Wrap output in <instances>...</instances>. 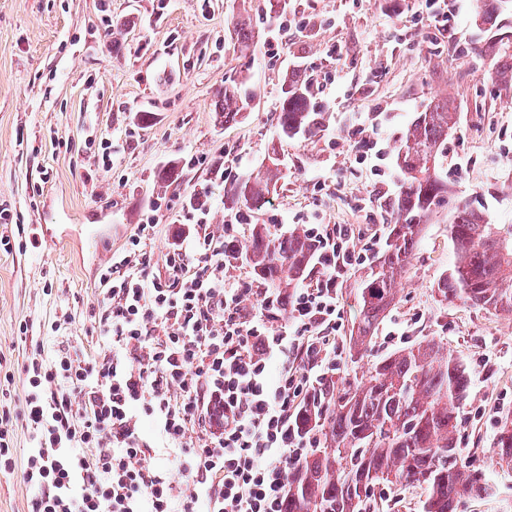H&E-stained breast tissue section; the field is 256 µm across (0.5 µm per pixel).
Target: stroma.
Masks as SVG:
<instances>
[{"label":"stroma","instance_id":"35a3bbf8","mask_svg":"<svg viewBox=\"0 0 512 512\" xmlns=\"http://www.w3.org/2000/svg\"><path fill=\"white\" fill-rule=\"evenodd\" d=\"M479 13L478 0H463L442 33L417 0H288L277 18L264 0H0V236L12 244L0 248V411L13 417L17 450L16 469L0 472V512H29L35 494L20 469L33 434L22 415L27 350L17 337L28 331L48 355L62 341L94 349L103 300L95 242L75 233L24 247L18 225L103 224L116 250L151 216L148 248L159 263L169 224L203 191L211 224H236L238 235L255 224L278 233L356 224L362 247L386 236L396 150L410 124L443 98L456 108L439 160L452 206L512 224V80L500 56L484 51L491 32ZM242 23L254 33L246 45ZM295 72L315 77L311 105L327 121L285 139L277 113L283 79ZM241 76L254 97L227 124L217 93ZM356 116L372 128L357 133ZM368 137L383 147L382 161L366 157ZM274 147L283 179L261 211L241 212L230 182L257 173ZM172 165L180 182L160 187ZM449 219L443 208L424 225L371 351L342 358L334 381L359 380L377 356L423 339L461 357L471 381L457 444L493 488L464 499L461 512H512V465L491 453L512 416V315L440 300L437 281L455 258Z\"/></svg>","mask_w":512,"mask_h":512}]
</instances>
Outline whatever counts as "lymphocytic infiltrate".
Instances as JSON below:
<instances>
[{
  "label": "lymphocytic infiltrate",
  "mask_w": 512,
  "mask_h": 512,
  "mask_svg": "<svg viewBox=\"0 0 512 512\" xmlns=\"http://www.w3.org/2000/svg\"><path fill=\"white\" fill-rule=\"evenodd\" d=\"M210 213L190 197L162 266L147 249L152 223L113 252L94 353L26 359L30 512H281L288 471L312 444L293 418L338 368L340 291L367 256L350 225H310L312 277L287 301L232 275L228 251L244 243ZM161 454L184 480L155 464Z\"/></svg>",
  "instance_id": "1"
}]
</instances>
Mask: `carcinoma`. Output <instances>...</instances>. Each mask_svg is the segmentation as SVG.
<instances>
[{
	"label": "carcinoma",
	"instance_id": "carcinoma-1",
	"mask_svg": "<svg viewBox=\"0 0 512 512\" xmlns=\"http://www.w3.org/2000/svg\"><path fill=\"white\" fill-rule=\"evenodd\" d=\"M484 13L494 28L486 51L499 54L512 43V32L498 27L496 10ZM311 89L294 76L282 87L280 135H311L324 116L310 108ZM220 114L229 123L243 111L252 92L245 78L219 91ZM455 125L446 99L433 101L411 123L397 153L400 187L381 253L361 280L356 330L348 356L368 347L397 299V280L418 244L421 227L430 223L448 196V180L437 170ZM279 172L249 175L230 188L234 201L259 211L268 203ZM455 261L437 281L443 301L512 312V225L487 222L467 205L449 224ZM312 244L303 229L278 234L253 225L242 260L253 277L291 296L311 261ZM470 373L463 360L434 340H424L379 357L368 377L335 391L326 388V412L309 406L296 413L294 426L315 436L318 447L288 472L282 512H377L371 488L418 486L425 491L421 512H458L464 497L487 495L482 472L465 462L457 448L458 408L466 400ZM492 454L512 463V427L502 423Z\"/></svg>",
	"mask_w": 512,
	"mask_h": 512
}]
</instances>
